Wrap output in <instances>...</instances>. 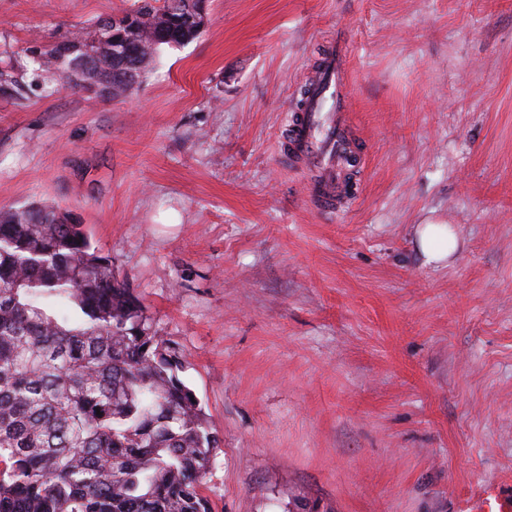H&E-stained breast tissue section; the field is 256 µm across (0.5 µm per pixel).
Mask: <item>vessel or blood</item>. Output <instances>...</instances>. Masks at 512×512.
<instances>
[{
  "instance_id": "b4317fda",
  "label": "vessel or blood",
  "mask_w": 512,
  "mask_h": 512,
  "mask_svg": "<svg viewBox=\"0 0 512 512\" xmlns=\"http://www.w3.org/2000/svg\"><path fill=\"white\" fill-rule=\"evenodd\" d=\"M346 88V59L331 56L323 75L309 83L312 111L300 113L290 129L296 161L312 173L311 197L319 209L330 213L341 204L343 155L356 149L349 137Z\"/></svg>"
}]
</instances>
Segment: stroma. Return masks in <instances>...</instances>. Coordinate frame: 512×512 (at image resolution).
Returning a JSON list of instances; mask_svg holds the SVG:
<instances>
[{"mask_svg": "<svg viewBox=\"0 0 512 512\" xmlns=\"http://www.w3.org/2000/svg\"><path fill=\"white\" fill-rule=\"evenodd\" d=\"M132 2L0 0V51ZM337 47L365 165L327 214L284 142ZM42 202L185 355L211 512L512 500V0H208L128 97L0 98V208ZM426 227H418L416 234L419 236L421 252L428 264L438 265L448 258L450 244L448 242V229L439 228L438 224H425Z\"/></svg>", "mask_w": 512, "mask_h": 512, "instance_id": "1", "label": "stroma"}]
</instances>
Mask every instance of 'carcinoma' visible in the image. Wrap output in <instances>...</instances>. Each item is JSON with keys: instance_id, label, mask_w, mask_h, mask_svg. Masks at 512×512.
Segmentation results:
<instances>
[{"instance_id": "obj_1", "label": "carcinoma", "mask_w": 512, "mask_h": 512, "mask_svg": "<svg viewBox=\"0 0 512 512\" xmlns=\"http://www.w3.org/2000/svg\"><path fill=\"white\" fill-rule=\"evenodd\" d=\"M202 2L134 0L125 25L1 51L0 97H120L201 34ZM184 368L83 225L52 204L0 210V512H211L219 438Z\"/></svg>"}]
</instances>
